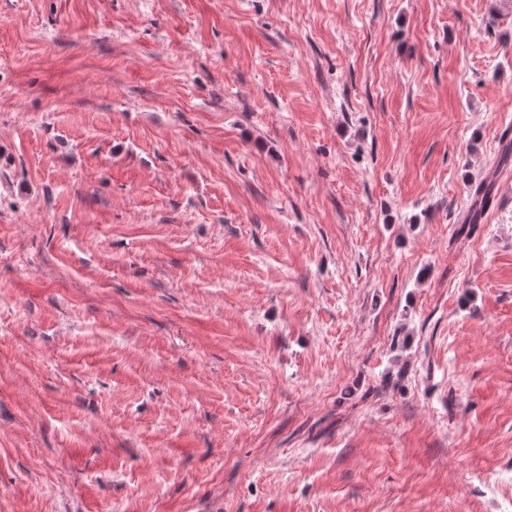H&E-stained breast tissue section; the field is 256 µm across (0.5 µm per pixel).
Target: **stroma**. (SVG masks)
<instances>
[{
  "label": "stroma",
  "instance_id": "1",
  "mask_svg": "<svg viewBox=\"0 0 512 512\" xmlns=\"http://www.w3.org/2000/svg\"><path fill=\"white\" fill-rule=\"evenodd\" d=\"M507 131L512 0H0V512H512ZM493 188L494 183L487 178H484L478 183L472 185L471 192L473 202L461 228L458 231L459 233H463L465 231L466 225H468L467 232H469L471 230L470 225L480 223L483 212L489 206L492 199Z\"/></svg>",
  "mask_w": 512,
  "mask_h": 512
}]
</instances>
